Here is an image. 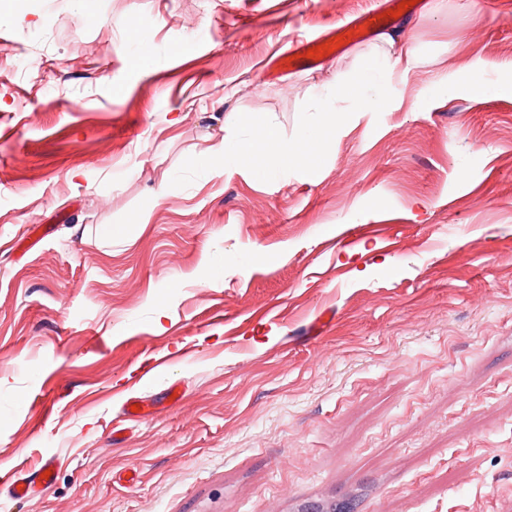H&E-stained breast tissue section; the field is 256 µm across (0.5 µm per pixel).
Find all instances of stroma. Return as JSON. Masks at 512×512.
I'll return each instance as SVG.
<instances>
[{
    "label": "stroma",
    "instance_id": "stroma-1",
    "mask_svg": "<svg viewBox=\"0 0 512 512\" xmlns=\"http://www.w3.org/2000/svg\"><path fill=\"white\" fill-rule=\"evenodd\" d=\"M377 4L0 0V458L58 466L0 512H512V94L431 89L512 67V0L395 20L418 64L310 168L206 154L297 140L388 46L267 60ZM485 65L481 58L469 59L459 70L448 72L434 81L433 88L438 93L470 94L486 97L512 93V73L498 81L488 82L484 78Z\"/></svg>",
    "mask_w": 512,
    "mask_h": 512
}]
</instances>
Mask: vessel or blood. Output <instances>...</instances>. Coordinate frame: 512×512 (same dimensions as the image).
Wrapping results in <instances>:
<instances>
[{"instance_id": "vessel-or-blood-1", "label": "vessel or blood", "mask_w": 512, "mask_h": 512, "mask_svg": "<svg viewBox=\"0 0 512 512\" xmlns=\"http://www.w3.org/2000/svg\"><path fill=\"white\" fill-rule=\"evenodd\" d=\"M390 21L384 18L381 9L374 8L364 12L358 22H344L337 25L332 31L323 33L309 40L297 44L291 53L276 57V64L283 65L292 70H302L318 66V59L307 56L308 49L328 43L335 38H343L345 46H352L364 40L370 31L382 30L389 26ZM52 479L42 478L40 473H20L11 486V492L16 499L29 500L37 497L43 490L51 487Z\"/></svg>"}]
</instances>
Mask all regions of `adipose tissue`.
<instances>
[{
  "label": "adipose tissue",
  "instance_id": "adipose-tissue-1",
  "mask_svg": "<svg viewBox=\"0 0 512 512\" xmlns=\"http://www.w3.org/2000/svg\"><path fill=\"white\" fill-rule=\"evenodd\" d=\"M399 46V45H398ZM416 64L415 55L407 45H400L394 55L374 56L368 59L360 71V86L364 91L357 105L351 110L339 108V100L355 96L351 84L344 79H336L324 84L315 99V109L320 112L321 127H308L303 138L296 142L276 140L273 132H266L261 138L236 145L223 143L222 147L209 155L214 166L224 164V154L234 150L241 157H258L267 170H290L303 167L309 144L321 141L323 132L340 133L351 122L360 121L366 113L375 111L387 104L381 92L396 73L406 72ZM485 65L481 58L469 59L460 69L451 71L434 81L433 88L439 93L470 94L486 97L512 93V77H502L497 81L485 80Z\"/></svg>",
  "mask_w": 512,
  "mask_h": 512
}]
</instances>
